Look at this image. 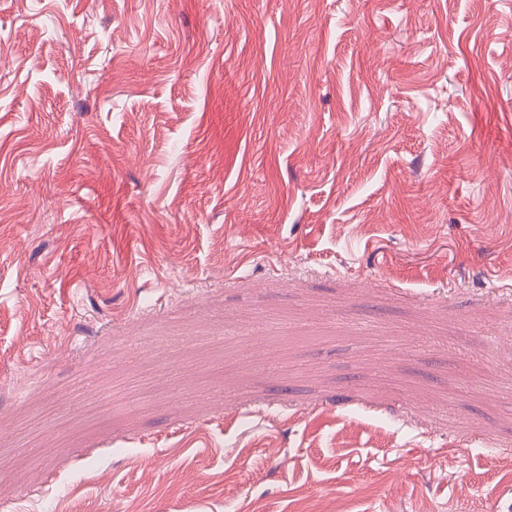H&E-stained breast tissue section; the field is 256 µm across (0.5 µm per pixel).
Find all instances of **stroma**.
I'll return each instance as SVG.
<instances>
[{
    "instance_id": "stroma-1",
    "label": "stroma",
    "mask_w": 512,
    "mask_h": 512,
    "mask_svg": "<svg viewBox=\"0 0 512 512\" xmlns=\"http://www.w3.org/2000/svg\"><path fill=\"white\" fill-rule=\"evenodd\" d=\"M512 512V0H0V512Z\"/></svg>"
}]
</instances>
